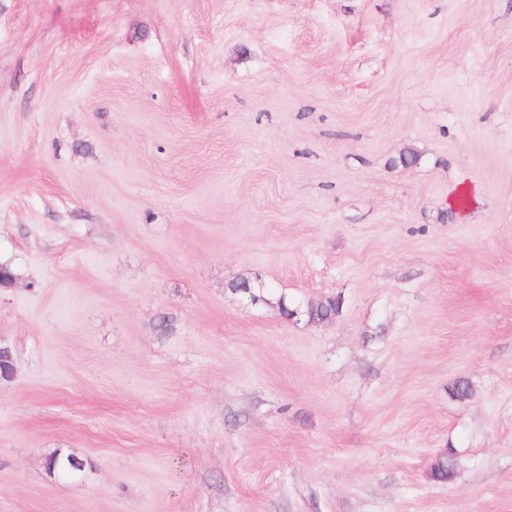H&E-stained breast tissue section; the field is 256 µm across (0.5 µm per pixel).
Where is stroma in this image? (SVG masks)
I'll return each instance as SVG.
<instances>
[{
    "label": "stroma",
    "mask_w": 512,
    "mask_h": 512,
    "mask_svg": "<svg viewBox=\"0 0 512 512\" xmlns=\"http://www.w3.org/2000/svg\"><path fill=\"white\" fill-rule=\"evenodd\" d=\"M0 265V512H512V0H0ZM277 305L280 311L289 318L303 317L308 323L331 321L340 313L341 297H326L310 300L300 308L291 307L285 297H279ZM459 467V456L455 448H445L435 459L429 477L439 483L453 480ZM74 459L75 457L71 454L62 455L60 451H56L46 459V469L53 476L71 478L82 468V466L74 467Z\"/></svg>",
    "instance_id": "35a3bbf8"
}]
</instances>
